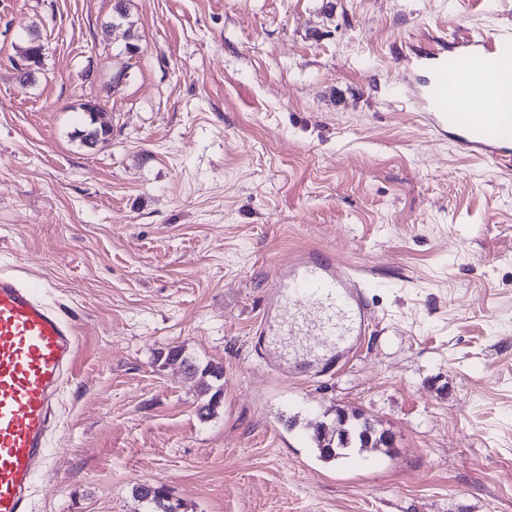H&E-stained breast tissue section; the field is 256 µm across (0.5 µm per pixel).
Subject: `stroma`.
Listing matches in <instances>:
<instances>
[{
  "label": "stroma",
  "instance_id": "stroma-1",
  "mask_svg": "<svg viewBox=\"0 0 512 512\" xmlns=\"http://www.w3.org/2000/svg\"><path fill=\"white\" fill-rule=\"evenodd\" d=\"M112 5L0 0V271L80 344L33 512H144L137 485L180 512H512V169L400 99L415 49L512 30V0ZM304 247L361 270L375 320L345 366L285 380L255 333ZM171 346L223 365L213 418ZM339 407L393 454L319 460ZM42 44L40 38L36 36L35 34H32V37L27 40V45L24 47L22 51V56H32L34 51L36 50L37 46ZM46 47L44 44L41 45L40 49L37 52V55L32 58H22L20 61L16 63V68L20 70L22 73L19 74V83L21 85H26L28 82H30L29 77L27 74H24L25 72H29L33 70L35 67H39L44 59ZM35 61L38 62V64L35 63Z\"/></svg>",
  "mask_w": 512,
  "mask_h": 512
}]
</instances>
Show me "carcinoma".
Instances as JSON below:
<instances>
[{"mask_svg": "<svg viewBox=\"0 0 512 512\" xmlns=\"http://www.w3.org/2000/svg\"><path fill=\"white\" fill-rule=\"evenodd\" d=\"M90 123L79 131L82 142L96 134L103 138L110 134V127L96 124L94 114H90ZM164 363L182 366L188 376L194 379L200 403L197 413L200 419L213 417L223 404L224 367L207 362L205 364L193 360L184 354L183 348L173 346L168 349ZM336 435L326 436L322 430H315L310 440L315 444L318 457L325 463L343 460L355 448H374L388 454L391 452V437L376 429L373 423L361 418L359 414H348L342 408L336 409ZM135 496L146 502L149 512H173L170 497L162 487L149 489L139 485L134 489Z\"/></svg>", "mask_w": 512, "mask_h": 512, "instance_id": "carcinoma-1", "label": "carcinoma"}]
</instances>
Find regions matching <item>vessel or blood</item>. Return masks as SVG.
<instances>
[{
    "instance_id": "obj_1",
    "label": "vessel or blood",
    "mask_w": 512,
    "mask_h": 512,
    "mask_svg": "<svg viewBox=\"0 0 512 512\" xmlns=\"http://www.w3.org/2000/svg\"><path fill=\"white\" fill-rule=\"evenodd\" d=\"M428 82L422 101L405 96L461 150L512 165V34L479 48L449 50L439 40L416 51ZM366 283L351 265L320 249L299 251L276 268L263 328L286 338L316 336L317 359L335 370L367 334L373 317ZM76 325L39 298L34 287L0 272V512H28L37 471L48 459L50 415L77 362Z\"/></svg>"
}]
</instances>
